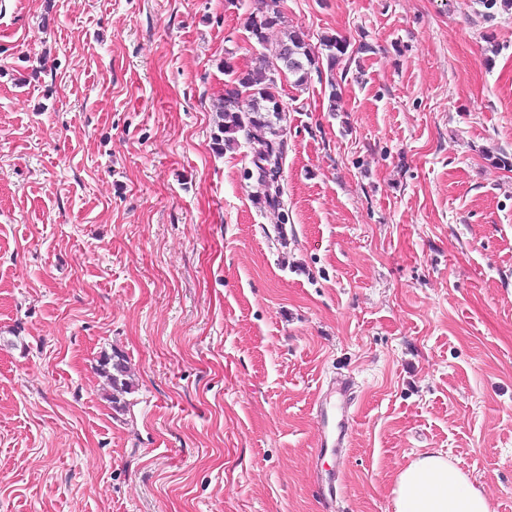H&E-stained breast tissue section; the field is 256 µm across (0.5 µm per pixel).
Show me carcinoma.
<instances>
[{"instance_id":"1","label":"carcinoma","mask_w":512,"mask_h":512,"mask_svg":"<svg viewBox=\"0 0 512 512\" xmlns=\"http://www.w3.org/2000/svg\"><path fill=\"white\" fill-rule=\"evenodd\" d=\"M284 23L282 0H260L257 12L248 17L250 39L261 48L259 64L238 71L224 62V72L232 75L224 84L217 142L224 148L246 149L248 159L243 176L253 180L262 192L256 197L263 209L280 210L282 204L283 163L288 151L287 114L279 99L278 80L294 78V84H307L311 71L322 73L319 59L309 47L301 30H291L276 45H268V32ZM323 45L329 51L328 71L347 52L343 39L326 37ZM99 373L110 388L107 394L112 408L123 410L125 396L134 392L135 381L125 355L114 352L99 363Z\"/></svg>"}]
</instances>
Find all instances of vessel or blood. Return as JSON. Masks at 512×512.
<instances>
[{
	"label": "vessel or blood",
	"mask_w": 512,
	"mask_h": 512,
	"mask_svg": "<svg viewBox=\"0 0 512 512\" xmlns=\"http://www.w3.org/2000/svg\"><path fill=\"white\" fill-rule=\"evenodd\" d=\"M355 382L352 377L331 379L322 391L317 414L320 424V453L341 456L351 434L350 408L354 400Z\"/></svg>",
	"instance_id": "1"
}]
</instances>
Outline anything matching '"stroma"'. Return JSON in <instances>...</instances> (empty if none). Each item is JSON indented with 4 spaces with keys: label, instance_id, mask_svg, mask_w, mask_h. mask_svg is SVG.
Here are the masks:
<instances>
[{
    "label": "stroma",
    "instance_id": "obj_1",
    "mask_svg": "<svg viewBox=\"0 0 512 512\" xmlns=\"http://www.w3.org/2000/svg\"><path fill=\"white\" fill-rule=\"evenodd\" d=\"M257 6L0 0V512H393L428 450L512 512V10L285 0L348 50L283 86L282 241L215 143ZM99 373L110 388L107 397L113 409L122 411L127 404L125 395L133 393L136 386L126 356L118 352L103 355L99 363ZM355 381L346 376L331 379L322 391L317 414L320 424L318 441L319 455L330 454L341 457L342 448H347L351 434L350 408L354 400Z\"/></svg>",
    "mask_w": 512,
    "mask_h": 512
}]
</instances>
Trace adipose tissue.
<instances>
[{
    "instance_id": "adipose-tissue-1",
    "label": "adipose tissue",
    "mask_w": 512,
    "mask_h": 512,
    "mask_svg": "<svg viewBox=\"0 0 512 512\" xmlns=\"http://www.w3.org/2000/svg\"><path fill=\"white\" fill-rule=\"evenodd\" d=\"M393 512H492L483 490L442 453L417 456L397 474Z\"/></svg>"
}]
</instances>
